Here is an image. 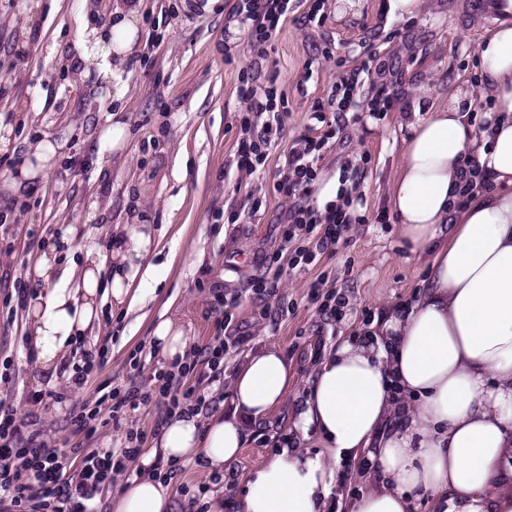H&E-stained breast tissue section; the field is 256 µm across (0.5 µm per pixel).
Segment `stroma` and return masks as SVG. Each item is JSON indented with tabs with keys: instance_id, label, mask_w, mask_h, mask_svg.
<instances>
[{
	"instance_id": "1",
	"label": "stroma",
	"mask_w": 512,
	"mask_h": 512,
	"mask_svg": "<svg viewBox=\"0 0 512 512\" xmlns=\"http://www.w3.org/2000/svg\"><path fill=\"white\" fill-rule=\"evenodd\" d=\"M113 0H0V123L13 126L9 155L26 160L25 148L37 137L65 142L60 166L16 194L9 177L0 176V237L14 253L0 274L23 277L39 257L44 238L56 228L74 227L75 247L109 254L114 225L144 215L155 228L146 264L152 280L141 286L134 306L113 303L108 290L98 294L99 317L91 330L65 352L55 375L43 373L28 346L25 307L0 288V362L14 365L0 399L18 415L45 425L56 445L82 443L76 419L94 405L100 390L148 383L168 360L152 341L157 322L170 319L184 331L189 346L213 343L215 316L209 286L241 294L238 331H252L253 304L245 292L266 271L264 258L280 245L276 218L280 198L273 191L277 158L255 173L234 162L238 116L246 104L237 96L243 71L258 67L262 80H275L286 92L287 112L279 150H286L311 127V106L342 74L337 60H350L365 33H373L387 63L401 75L402 104L379 116L362 113L349 123L333 150L319 163L322 180L340 172L349 157H366L360 191L365 217L350 241L314 267L282 274L280 290L288 313L276 325L254 331L249 350L277 347L293 371L284 404L256 427L234 462L244 485L279 448L278 429L303 446L297 408L308 397L311 375L337 340L361 330L362 317L413 300L421 292L425 257L413 252L397 220L380 224L377 213L391 211L389 191L398 174L402 140L409 120L404 104L417 101L431 109L448 103L449 88L473 87L479 79L478 46L493 16L485 0H424L414 18H393L389 0H325L322 25L288 19L265 57L249 47L242 28L228 23L231 0H142L138 25L143 43L134 64L98 76L75 72L72 45L82 35L81 20L108 24ZM237 48L224 59L225 41ZM332 46L336 60L321 59ZM126 117L131 137L125 162L99 168L94 148L109 114ZM265 197L266 207L250 211V195ZM237 223L225 221L228 213ZM345 294L346 318L329 324L307 296L306 285L318 275ZM104 351L106 364L83 387L72 382L75 367L88 352ZM138 368H131L130 357ZM44 389L52 399L35 405L30 393ZM163 407L150 405L109 421L97 442L116 448L128 427L146 435V450L157 445L156 422Z\"/></svg>"
}]
</instances>
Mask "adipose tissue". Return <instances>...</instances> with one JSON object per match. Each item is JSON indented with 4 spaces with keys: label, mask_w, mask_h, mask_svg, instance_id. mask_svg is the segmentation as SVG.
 Listing matches in <instances>:
<instances>
[{
    "label": "adipose tissue",
    "mask_w": 512,
    "mask_h": 512,
    "mask_svg": "<svg viewBox=\"0 0 512 512\" xmlns=\"http://www.w3.org/2000/svg\"><path fill=\"white\" fill-rule=\"evenodd\" d=\"M499 16L478 48L476 87L455 91L447 107L415 115L401 150L390 204L404 237L429 256L416 302L374 318L360 339L333 348L316 367L298 411L337 459L371 449L379 491L353 512H412V492L428 494L434 512H512V0H490ZM134 0H120L110 29L119 40L77 42L78 65L96 55L127 61L138 37ZM482 100L494 114L485 129L468 114ZM61 144H34L12 180L22 190L60 157ZM470 201L456 208L460 190ZM75 231L64 227L29 269L34 290L27 316L44 370L97 316L104 261L71 257ZM110 293L123 301L152 245L146 225L112 239ZM70 255L59 266V253ZM292 380L275 349L238 366L227 408L200 422L183 411L164 426L160 447L173 460L197 458L215 470L232 463L251 429L285 400ZM333 474L320 457L282 451L248 479L238 512H320ZM112 512H170L169 490L152 476L128 482Z\"/></svg>",
    "instance_id": "ef3b65f1"
}]
</instances>
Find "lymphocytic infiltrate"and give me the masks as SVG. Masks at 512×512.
<instances>
[{
	"label": "lymphocytic infiltrate",
	"instance_id": "lymphocytic-infiltrate-1",
	"mask_svg": "<svg viewBox=\"0 0 512 512\" xmlns=\"http://www.w3.org/2000/svg\"><path fill=\"white\" fill-rule=\"evenodd\" d=\"M320 0H236L231 18L247 34L250 47H267L288 15L304 12L308 21H322ZM378 56L374 46H365L354 65L327 90L315 105V126L309 134L295 139L283 153L274 192L282 199L278 231L279 252L268 256V263L287 260L289 268L318 265L330 256L354 224L364 199L359 193L363 166L345 161L340 169L339 188L334 200L318 204L314 187L319 178L318 161L331 150L347 126V115L358 107V88L370 63ZM247 109L239 121L240 133L235 153L236 167L251 173L265 167L284 130L281 98L272 83L259 82L257 75H243L237 87ZM216 332L223 341L206 347L178 372H161L153 388L130 386L107 394L113 410L139 408L153 396L165 400L167 413L181 405L196 412L209 409L211 401L200 384L210 369L220 365L225 352L240 348L246 336L230 333L241 298L237 295L216 299ZM142 452V440L129 435L120 447L72 448L68 454L75 466L71 476H64L58 465L60 448L48 442L43 430L28 427L16 410L0 402V512H98V499L113 489L128 460Z\"/></svg>",
	"mask_w": 512,
	"mask_h": 512
}]
</instances>
